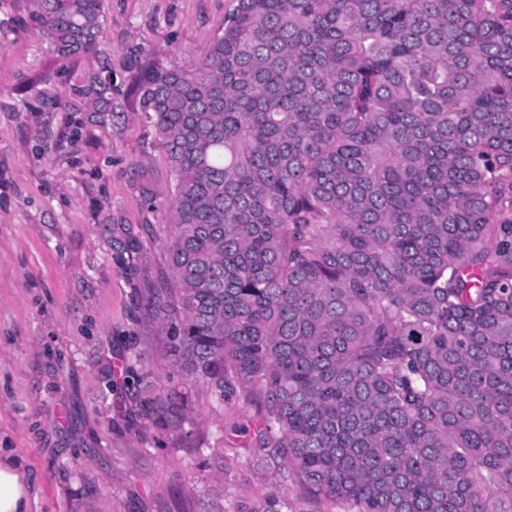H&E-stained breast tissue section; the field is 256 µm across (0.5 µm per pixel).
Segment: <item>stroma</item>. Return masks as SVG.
<instances>
[{
	"label": "stroma",
	"mask_w": 512,
	"mask_h": 512,
	"mask_svg": "<svg viewBox=\"0 0 512 512\" xmlns=\"http://www.w3.org/2000/svg\"><path fill=\"white\" fill-rule=\"evenodd\" d=\"M237 0H102L98 49L58 57L42 0H0V448L30 481L29 512H344L264 460L260 407L194 388L181 427L142 402L178 386L167 328L147 296L170 280L167 251L142 235L141 274L114 258L120 226L165 221L173 192L134 77L182 66ZM112 66L114 113L66 111L73 84ZM148 172L147 213L132 164Z\"/></svg>",
	"instance_id": "obj_1"
}]
</instances>
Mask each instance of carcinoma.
Segmentation results:
<instances>
[{
	"instance_id": "obj_1",
	"label": "carcinoma",
	"mask_w": 512,
	"mask_h": 512,
	"mask_svg": "<svg viewBox=\"0 0 512 512\" xmlns=\"http://www.w3.org/2000/svg\"><path fill=\"white\" fill-rule=\"evenodd\" d=\"M43 2L57 55L97 48L101 0ZM134 93L176 371L253 396L264 456L350 512H512V0H238ZM65 107L112 112L104 74Z\"/></svg>"
}]
</instances>
